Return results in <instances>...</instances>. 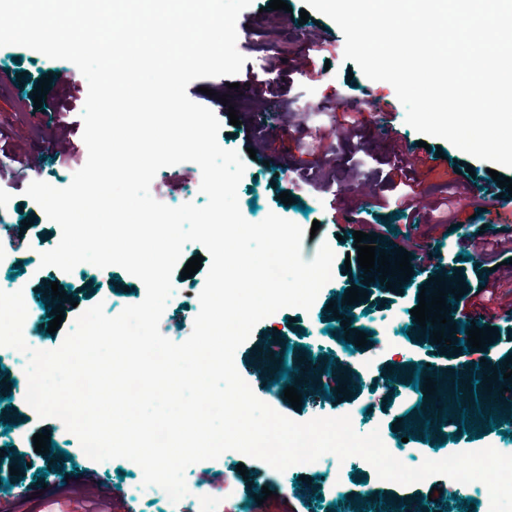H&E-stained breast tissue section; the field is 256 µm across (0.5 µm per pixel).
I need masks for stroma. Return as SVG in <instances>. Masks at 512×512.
<instances>
[{
	"label": "stroma",
	"mask_w": 512,
	"mask_h": 512,
	"mask_svg": "<svg viewBox=\"0 0 512 512\" xmlns=\"http://www.w3.org/2000/svg\"><path fill=\"white\" fill-rule=\"evenodd\" d=\"M290 11L269 9V0H252L239 16V24L248 26L250 36L238 41L237 48L245 57V70L237 74L235 89H228L230 79L219 76L195 80L187 88L189 98L209 108L220 121L218 141L223 148L245 156V173L238 186L242 216L249 222L262 221L274 213L298 224L315 229L311 238H303L301 253L312 260L321 243H329L335 259L332 278L326 283L311 310L284 308L258 323L249 339L235 354L236 368L255 396L278 413L297 422L316 417L350 416L363 431L379 430L390 448L399 449L405 462L422 464L427 459L488 446L512 454V440L498 432L482 438L470 433L449 439L447 431H438L442 447L419 439L402 440L404 431L399 420L415 413L420 394L408 385L388 388L385 378L400 374L404 365L430 364L438 376L452 371H465L478 365L483 371L505 373L504 363L512 359V294L501 295L484 316L482 323L494 327L491 344L481 349L455 350L427 340L426 331L415 325L411 314L419 303V294L433 277L431 267L418 269L414 285L396 291L365 283V300L351 307L355 331L346 343H338L333 330L340 324L328 304L340 292L353 287L361 279L359 265H346V257L356 256L351 230H364L366 225L393 221L395 233L379 240V247L391 250L412 240L427 252L441 251L446 257V273L450 286L466 285L468 291L480 289L483 281L495 279L491 260L471 255L464 257V242L477 234L491 238L512 234V223H496L498 185L489 176L490 162L467 155L449 142L423 138L405 121V109L394 87L385 81H372L356 64L344 57V36L328 17L309 12L307 23H300L305 0H287ZM63 63L22 46L0 47V70L8 75L0 83V165L9 164L11 150L21 147L37 161L30 180H40L57 188L67 187L73 168L54 161L62 149L54 116L57 93L48 87L42 104L33 98L42 75L62 68ZM252 71L257 82H265L290 74L293 89L290 96L257 95L244 83L245 71ZM387 103L392 130H384L382 121L369 109L371 100ZM356 104L357 137L344 135L347 114L338 109L337 101ZM236 110L240 123L231 125L229 110ZM428 141L441 149L443 162L419 171L420 189L428 202L448 195L449 183L459 191L477 188L468 206V217L448 229H430L424 215H398L396 209H378L375 198V176L379 162L391 149L413 146ZM255 149V158L245 155ZM201 170L192 162L162 168L155 176L150 192L166 205L176 207L186 202L202 206L207 202L200 190ZM292 196L291 204L281 203L280 191ZM0 193L10 200L0 209V251L10 254L9 262L0 264V290L23 291L26 307L38 317L31 333L41 349L59 348L73 329L80 312L103 305L106 314L118 315L126 306L140 303L145 287L136 277L118 266L98 268L79 264L65 273L54 267H41L42 252L53 249L61 230L50 221L41 207L26 196L24 190L0 183ZM22 267L21 275H12L14 267ZM206 278L198 270L193 278L173 274L182 288L170 298L161 317L159 329L175 343L186 341L192 333L194 319L200 310L199 294ZM60 289H72L79 297L78 306L63 302L64 318L55 333L47 328L53 315L41 307L39 300L51 294V282ZM368 330L366 346H358L357 333ZM288 350L286 359H269L270 346ZM315 366L327 361H351L362 377L361 391L347 390L342 399L316 400L293 409L284 396L282 384L272 377L281 366H297L305 360ZM27 357L21 352L0 356V371L9 373L16 384L0 387V448L12 444L15 453L0 458V512H73L72 504L61 501L59 483L76 484L92 481L103 486L122 484L125 497L113 501L112 512H356L354 499L367 493L382 494L384 500L402 499L406 505L417 504L428 497L431 489L447 488L448 480L434 476L422 485H399L380 481L358 458L338 462L321 459L308 468L279 472L265 462L228 451L213 460L214 468L223 471L221 489L199 488L198 465L185 471L188 493L179 502L169 498L138 495L143 481L141 468L133 461L118 458L103 462L91 460L83 452L78 438L56 418H40L26 403L25 368ZM49 432L58 447L68 451L76 469L70 473H47L48 463H60V456L35 452L33 436ZM19 466V475H11L10 467ZM304 480L309 490L297 492V480ZM263 485L274 496L266 502H253V489Z\"/></svg>",
	"instance_id": "stroma-1"
}]
</instances>
